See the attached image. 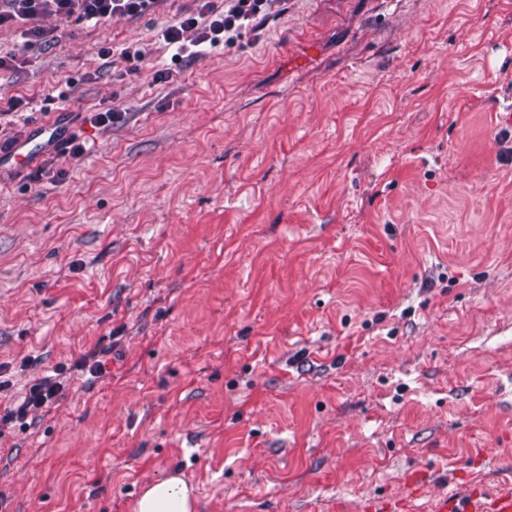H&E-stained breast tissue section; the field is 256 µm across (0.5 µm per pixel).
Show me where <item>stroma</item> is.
Segmentation results:
<instances>
[{"instance_id":"stroma-1","label":"stroma","mask_w":512,"mask_h":512,"mask_svg":"<svg viewBox=\"0 0 512 512\" xmlns=\"http://www.w3.org/2000/svg\"><path fill=\"white\" fill-rule=\"evenodd\" d=\"M192 6L0 26V146L55 123L85 147L0 158V413L112 349L0 437V512H133L173 474L197 512L511 482L512 0H267L177 58ZM112 353L111 347L100 346L81 353L71 363L55 366L50 372L35 378L28 386L24 396L16 399L3 416H0V434L5 428L19 426L26 428L33 422L32 415L36 412L49 413L58 406L63 397L66 382L72 373L86 377V381L94 383L105 373L103 358ZM31 420L28 423V420Z\"/></svg>"}]
</instances>
